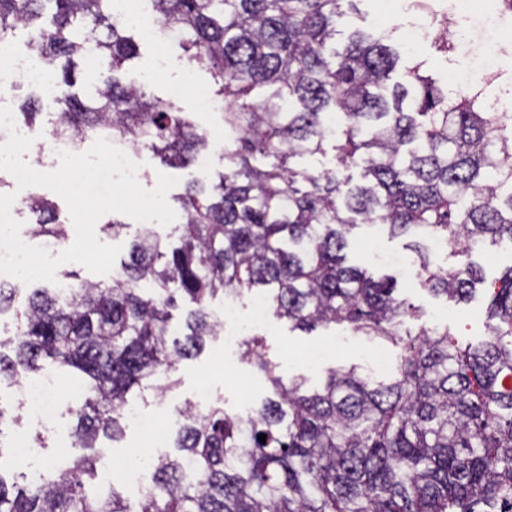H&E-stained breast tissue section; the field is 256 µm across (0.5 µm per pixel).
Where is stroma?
<instances>
[{
  "instance_id": "stroma-1",
  "label": "stroma",
  "mask_w": 512,
  "mask_h": 512,
  "mask_svg": "<svg viewBox=\"0 0 512 512\" xmlns=\"http://www.w3.org/2000/svg\"><path fill=\"white\" fill-rule=\"evenodd\" d=\"M358 14L352 15L350 22L355 26L375 24L395 31L397 39H405L410 24L418 22L419 17L409 8V0H362ZM491 33L479 23H472L466 47L457 49L449 56L435 52L430 40L413 44L412 50L426 59L429 66L439 71H469L481 62ZM140 56L126 70L123 79L135 83L150 79L151 92L159 97H167L168 85L178 77L186 59L177 46H170L171 65L166 73H158L155 47L149 36L136 32ZM139 163L143 176L140 184L144 189H154L158 174L177 177L178 183L167 194L169 205H176L179 196L187 186L195 181L211 183L217 181L224 171V155L214 152L210 155L206 167L191 166L172 168L160 163L149 150H142ZM349 263L366 268L370 274L379 277L390 273L397 279L400 296L418 307L422 313L421 321L426 326L443 325L453 322L456 315L467 313L468 318L460 327V334L471 342L481 341L484 328V296L476 294L470 304L457 307L453 302L438 299L430 295L422 286L418 277L417 257L405 250L402 240L388 239L376 234L374 229L360 227L356 229L347 249ZM253 295L236 297L234 305L238 320L246 325L248 334L264 337L266 358L276 363L277 372L283 378L298 375L305 376L309 386L315 387L325 379L328 368L339 365L358 364L373 372L391 368L396 361V348L373 344L363 337L355 335L344 327L330 330H317L305 333L290 330L287 321H268L256 323L252 320ZM223 350V363H216L212 354ZM179 386L162 400H148L140 411L152 421L160 435L154 447L155 453L169 452L173 434V420L177 407L185 403H200L207 399L220 402L231 413L245 412L251 404L260 402L268 393V383L263 373L252 364L242 360L237 345L225 343L223 338L209 340L204 350L194 358L181 361L177 366ZM74 394L68 380L58 382L57 404L60 409L54 422H45L34 416L23 405L18 384L10 381L0 382V406L11 415L20 419L19 429L31 439L27 458H15L10 448L12 431L0 436V465L8 474L27 476L53 467L64 465L72 456L79 454V447L70 443L72 419L67 414ZM102 459L97 465V486L105 487L118 481V472L127 465L129 451L143 445V436L136 426H128L124 438L113 442L100 440Z\"/></svg>"
}]
</instances>
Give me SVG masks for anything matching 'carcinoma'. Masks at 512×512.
Listing matches in <instances>:
<instances>
[{"instance_id":"carcinoma-1","label":"carcinoma","mask_w":512,"mask_h":512,"mask_svg":"<svg viewBox=\"0 0 512 512\" xmlns=\"http://www.w3.org/2000/svg\"><path fill=\"white\" fill-rule=\"evenodd\" d=\"M150 2L224 99V174L187 187L179 244L145 224L110 282L28 289L18 332L0 337V381L47 362L75 381L82 399L68 413L86 453L25 486L0 473V512H512V266L488 289L487 338L463 344L446 326L418 324L394 277L345 254L361 225L404 237L430 294L469 301L484 283L474 247L512 241V113L448 95L384 34L357 29L338 46L358 0ZM126 27L112 0H0V41L29 31V51L59 86L73 87L75 58L96 47L92 94L56 98L57 131L189 166L210 141L173 102L123 84L138 56ZM41 97L33 88L16 113L20 129L35 126ZM330 140L337 167L302 166ZM31 202L30 236L65 241L55 205ZM434 240L459 260L435 264ZM243 292L294 329L345 324L388 342L401 350L396 366L386 376L334 367L309 390L277 374L263 339L244 338L241 357L270 397L244 415L178 408L175 452L154 457L139 510L116 484L90 489L98 440L123 437L130 395L170 391L177 364L221 335L209 300ZM180 298L194 308L175 323Z\"/></svg>"}]
</instances>
